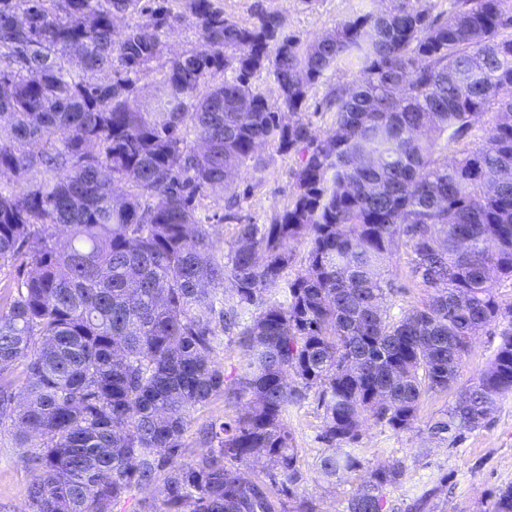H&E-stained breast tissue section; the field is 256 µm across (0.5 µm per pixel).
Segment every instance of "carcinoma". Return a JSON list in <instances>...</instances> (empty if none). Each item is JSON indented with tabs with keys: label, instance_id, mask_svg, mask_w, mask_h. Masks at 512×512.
<instances>
[{
	"label": "carcinoma",
	"instance_id": "1",
	"mask_svg": "<svg viewBox=\"0 0 512 512\" xmlns=\"http://www.w3.org/2000/svg\"><path fill=\"white\" fill-rule=\"evenodd\" d=\"M132 13L142 21L116 36L115 16ZM186 16L201 47L169 58L139 101L136 81ZM284 29L278 12L243 24L213 0L181 14L0 0V178L29 181L0 190V268L23 269L0 305V376L24 366L20 386L0 383V424L26 449L28 512H117L156 484L149 512H277L284 497L315 512L297 495L290 409L316 394L331 444L355 441L364 419L408 430L492 325L493 358L428 432L480 428L512 393V304L496 295L512 281V0H454L445 17L389 0L305 43ZM340 65L350 79L316 106L333 114L316 134L303 112ZM264 70L277 108L252 87ZM102 71L109 83L89 81ZM268 143L299 157L291 201L218 254L198 203L220 191L237 219L242 172ZM302 240L306 266L286 279ZM402 241L434 294L394 315L381 261ZM226 333L245 355L230 383L212 360ZM218 394L248 410L203 428L206 450L188 457V415ZM256 456L265 480L241 471ZM358 466L332 447L316 473L333 483ZM403 477L397 461L372 471L346 512H384ZM485 512H512V487Z\"/></svg>",
	"mask_w": 512,
	"mask_h": 512
}]
</instances>
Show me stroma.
I'll return each instance as SVG.
<instances>
[{
	"mask_svg": "<svg viewBox=\"0 0 512 512\" xmlns=\"http://www.w3.org/2000/svg\"><path fill=\"white\" fill-rule=\"evenodd\" d=\"M225 15L249 22L256 8L277 11L287 19V31L301 40H312L362 11L380 8V0H215ZM263 167L242 178L251 192L237 211L238 218H224L225 201L221 192L208 193L199 214L211 224L217 252L229 253L239 224L268 223L274 210L287 204L293 191V171L297 156L278 151L276 144L260 148ZM412 254L400 246L385 256L384 272L400 286L399 294L388 297L391 310L426 303L431 288L411 276ZM500 342L496 328L474 336L464 356L454 389L426 396L414 427L399 433L365 421L357 442L359 470L327 485L318 478L315 465L326 452L322 438L323 419L315 399L306 400L288 413V428L299 450V468L303 479L298 495L311 499L316 512H344L367 473L384 464L400 461L405 479L387 491V512H406L405 507L419 496H426L423 512H483L489 494L512 487V394L503 397L495 412L480 429L464 433L456 440L430 438L427 426L452 404L458 389L469 386L487 367ZM244 404L232 405L223 396L213 397L196 408L189 417L184 436L189 453L203 449L199 431L212 422H221L244 411ZM32 476L23 458V450L10 428L0 429V512H25L26 490Z\"/></svg>",
	"mask_w": 512,
	"mask_h": 512,
	"instance_id": "35a3bbf8",
	"label": "stroma"
}]
</instances>
